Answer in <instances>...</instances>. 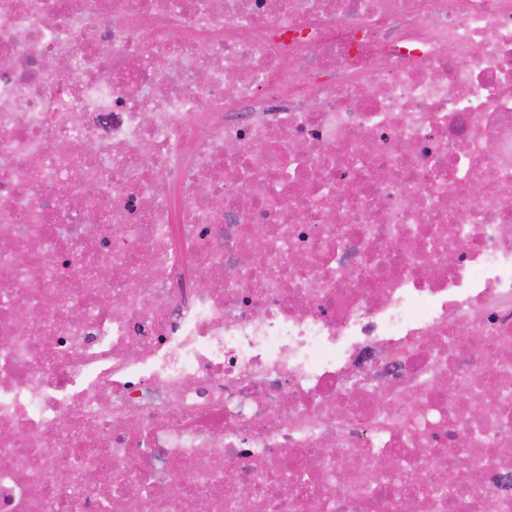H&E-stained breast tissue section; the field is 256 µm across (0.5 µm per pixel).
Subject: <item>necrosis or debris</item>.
<instances>
[{
	"label": "necrosis or debris",
	"instance_id": "necrosis-or-debris-1",
	"mask_svg": "<svg viewBox=\"0 0 512 512\" xmlns=\"http://www.w3.org/2000/svg\"><path fill=\"white\" fill-rule=\"evenodd\" d=\"M118 497L512 512V0H0V512Z\"/></svg>",
	"mask_w": 512,
	"mask_h": 512
}]
</instances>
